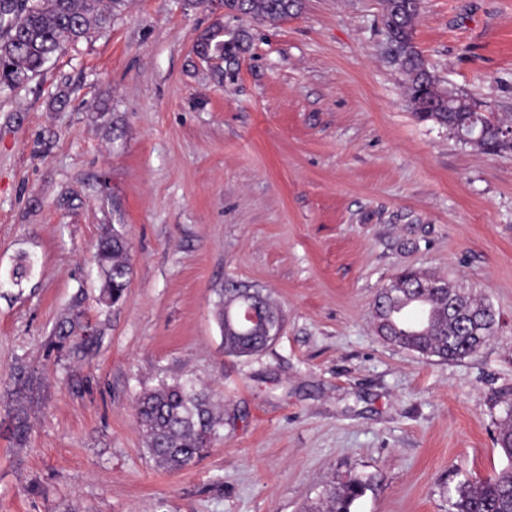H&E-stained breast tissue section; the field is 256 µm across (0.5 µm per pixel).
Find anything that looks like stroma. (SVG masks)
Segmentation results:
<instances>
[{
    "label": "stroma",
    "mask_w": 512,
    "mask_h": 512,
    "mask_svg": "<svg viewBox=\"0 0 512 512\" xmlns=\"http://www.w3.org/2000/svg\"><path fill=\"white\" fill-rule=\"evenodd\" d=\"M302 2L257 22L130 0L0 86V512H310L351 475L369 484L352 512H451L459 485L506 465L512 153L417 118L381 0ZM219 21L247 32L231 65L193 51ZM414 40L442 86L512 113V0H422ZM112 228L131 275L108 309L94 253ZM408 269L484 299L493 335L447 362L384 341L373 303ZM234 285L285 319L252 356L224 352L218 303ZM75 312L96 349L48 352ZM19 366L34 376L21 443ZM186 379L224 426L167 471L136 400Z\"/></svg>",
    "instance_id": "1"
}]
</instances>
